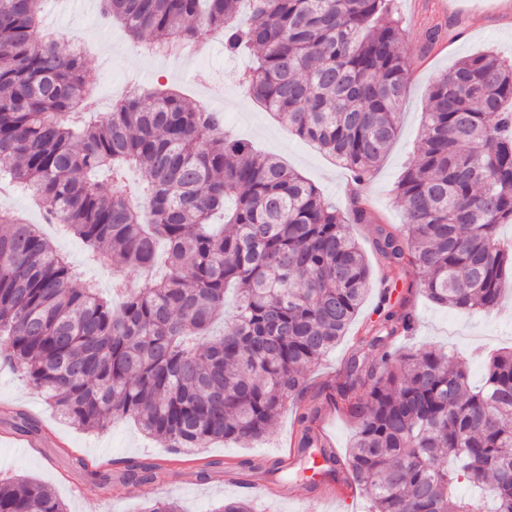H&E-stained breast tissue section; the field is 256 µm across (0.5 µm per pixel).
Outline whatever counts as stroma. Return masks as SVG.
Wrapping results in <instances>:
<instances>
[{"instance_id":"obj_1","label":"stroma","mask_w":512,"mask_h":512,"mask_svg":"<svg viewBox=\"0 0 512 512\" xmlns=\"http://www.w3.org/2000/svg\"><path fill=\"white\" fill-rule=\"evenodd\" d=\"M394 3L405 29L407 91L400 130L364 196L383 223L397 226L404 223L405 213L394 188L417 156L430 85L469 55L492 51L512 61V0ZM42 19L44 24H56L79 35L83 59L99 77L92 93L104 106H111L117 93L131 81L147 90L161 85L178 89L191 103L219 108L225 124L240 138L299 172L337 209L349 207L352 187L348 171L245 98L237 76L247 68L248 61L225 56L220 33L209 34L200 52L162 61L142 52L120 25H103L98 0H44ZM435 20L447 23L448 35L430 53H422L426 31ZM369 263L372 286L358 314L336 347L307 370L303 392L281 412L271 435L245 445L218 442L189 453L193 466L208 460L222 461L225 468L235 471V481L220 476L198 481L192 466L162 475L151 484L111 491L101 488L91 475L71 469L70 456L79 454L90 461L112 458L124 467L168 457L170 449L144 434L130 419L93 432L70 424L5 366H0V411L25 408L40 420L42 432L41 447L34 452L27 446V435L0 424V477L24 476L50 486L68 512H145L157 498L179 502L184 512H213L223 501L245 497L251 498L256 512H302V505L309 500L314 503V512H366L367 501L360 493H353L347 500L322 497L311 484L301 481L285 483L278 495L249 497L247 485L268 482L269 476L258 467L237 470L236 463L244 458L258 463L283 455L296 427L295 414L304 408L316 410V429L323 431L338 453H346L356 420L340 392L348 381L347 362L356 351L364 326L376 320L381 297H388L390 303L413 314L416 320L413 332L397 337L394 348L435 345L454 350L473 382L483 378L482 356L512 348V278L505 283L506 295L499 312L463 313L430 303L406 271L386 266L374 257Z\"/></svg>"}]
</instances>
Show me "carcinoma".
<instances>
[{"mask_svg": "<svg viewBox=\"0 0 512 512\" xmlns=\"http://www.w3.org/2000/svg\"><path fill=\"white\" fill-rule=\"evenodd\" d=\"M43 0H0V183L81 238L89 259L147 273L165 247V273L145 288L118 280L120 307L31 224L0 208V362L61 416L97 430L134 419L180 451L270 434L304 373L345 336L371 287L348 231L370 224L387 266L413 272L432 303L492 312L512 272V64L492 53L438 76L416 160L395 192L400 228L363 198L339 212L276 158L255 151L224 116L169 88L130 94L94 120L97 81L77 49L41 25ZM99 0L149 53L177 57L219 31L224 53L251 58L247 97L350 172L371 180L395 138L407 85L405 33L392 0ZM142 172L141 184L124 181ZM234 208L224 211L226 200ZM239 301L224 334L211 328L224 292ZM349 360L344 402L357 419L345 457L296 414L295 459L272 474L323 461L327 478L367 498V512H512V351L485 365L479 388L434 347L390 350L413 318L383 301ZM3 423L27 435L17 409ZM155 463L99 470L105 489L148 484ZM468 482L489 499L456 494ZM0 512H66L47 486L0 478ZM215 512H255L248 499Z\"/></svg>", "mask_w": 512, "mask_h": 512, "instance_id": "obj_1", "label": "carcinoma"}]
</instances>
